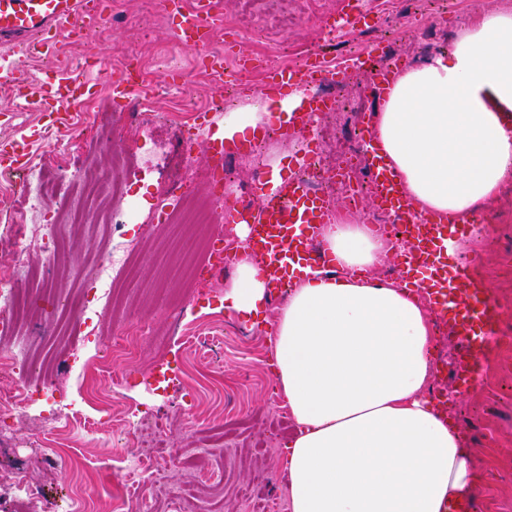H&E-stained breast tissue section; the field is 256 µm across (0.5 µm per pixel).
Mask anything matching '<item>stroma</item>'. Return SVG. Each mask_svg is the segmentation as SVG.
I'll return each instance as SVG.
<instances>
[{
    "label": "stroma",
    "mask_w": 512,
    "mask_h": 512,
    "mask_svg": "<svg viewBox=\"0 0 512 512\" xmlns=\"http://www.w3.org/2000/svg\"><path fill=\"white\" fill-rule=\"evenodd\" d=\"M218 2L227 56L263 50L271 65L298 69L317 52L335 74L333 90L361 99V111L321 118L317 147L324 168L331 169L347 157L352 128H363L367 113L382 107L369 88V74L353 67V55L379 43L375 60L385 67L450 51L455 34L475 13L501 7L505 0H365L364 12L382 22L377 34L364 25L326 29V19L339 15L345 0H288L284 19L253 9L247 0ZM107 8L123 18L109 38L85 37L80 53L63 46L53 59L63 72L79 61L87 63L90 106L72 113L68 124L48 126L43 113L22 107L14 88L0 83V115L11 118L0 126V140L18 145L59 174L47 216L63 212L78 190L63 170L88 159L107 168L116 151L150 158L147 166L127 172V194L109 199L112 223L71 226L53 258L40 239H33L24 257L37 272L21 284L34 309L31 325L21 331L32 367L26 377L0 381V386L37 392L44 415L0 442V474L22 476L40 496L17 501L1 494L0 512H49L54 505L61 512H145L153 499L147 487L117 508L119 478L111 469L120 448L131 443L114 417L131 404L147 421L163 417L168 437L184 451L173 464L183 482L199 488L198 499L186 503L184 512H246L237 494L260 488L284 502L287 477L279 455L292 425L276 415L286 404L274 389L268 331L225 310L222 290L232 274L219 280L192 277L190 266L204 261L207 225L164 228L153 222L150 209L177 183L193 190L197 201L207 200V154L213 130L224 122V83L205 74L198 53L177 42L156 0H109ZM102 57L110 63L138 60L156 120L118 124L120 107L99 68ZM201 112L207 123L191 150H183L182 121ZM266 132L260 158L247 149L228 155L227 185L233 195H250L257 169L297 173L303 131L271 124ZM478 218L492 225V233L470 224L449 225L455 247L446 261L452 270L471 264L476 278L487 283L501 308L505 334L512 330V276L505 274L512 269V180ZM114 237L141 247L139 275L120 289L127 306L118 312L98 305L83 310L91 284L74 282L69 272L93 264ZM432 327L435 386L449 393L448 412L486 479L481 505L489 512H512V361H504L499 351L490 354L492 391L453 394L451 375L440 359L457 356L458 350L447 324L437 320ZM58 396L97 402L94 425L58 427L51 416ZM201 443L214 447L213 456L191 460L192 449ZM221 469L226 476L218 496L200 485L199 474Z\"/></svg>",
    "instance_id": "35a3bbf8"
}]
</instances>
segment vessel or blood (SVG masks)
I'll return each mask as SVG.
<instances>
[{"label": "vessel or blood", "mask_w": 512, "mask_h": 512, "mask_svg": "<svg viewBox=\"0 0 512 512\" xmlns=\"http://www.w3.org/2000/svg\"><path fill=\"white\" fill-rule=\"evenodd\" d=\"M158 4L163 13L178 16L175 33L180 43L207 49L216 24L213 0H196L189 11L182 0H158ZM111 27L112 17L103 13L99 0H0L1 46L28 49L36 45L48 55L61 32L78 36L86 30L106 31ZM332 78V71L318 59L300 70L272 67L267 75L269 84L278 87L298 83L315 87ZM111 83L114 97L130 100L139 84L137 63L127 61ZM83 88L80 80L52 73L42 81L31 105L52 123L63 124L70 112L87 106ZM334 106L331 99L306 95L291 110L290 124L307 127ZM364 164L372 201L393 213L411 238V248L403 260L405 271H412L417 264L431 271L425 293L437 317L448 320L450 332L458 340L460 361L453 382L457 389L469 388L480 372L478 356L489 354L497 336V307L488 293L476 286L469 267L451 274L445 270L441 255L448 247L446 225L415 216L395 173L377 151L365 152ZM266 185L263 176H256L253 200L232 201L222 208L221 219L249 226L250 243L266 274V288L275 293L299 280L304 268L331 267L332 260L318 241L329 210L327 199L311 193L301 180L288 179L272 191Z\"/></svg>", "instance_id": "obj_1"}]
</instances>
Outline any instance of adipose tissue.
Instances as JSON below:
<instances>
[{
    "instance_id": "ef3b65f1",
    "label": "adipose tissue",
    "mask_w": 512,
    "mask_h": 512,
    "mask_svg": "<svg viewBox=\"0 0 512 512\" xmlns=\"http://www.w3.org/2000/svg\"><path fill=\"white\" fill-rule=\"evenodd\" d=\"M302 90L272 107L229 112L215 139L279 120ZM413 211L453 224L512 177V11L478 14L451 51L397 75L371 124ZM337 273L306 270L274 319L263 267L244 254L226 310L269 325L275 381L294 422L280 457L288 512H440L482 477L463 437L423 395L431 372L429 310L397 285L358 278L395 246L364 225L323 229Z\"/></svg>"
}]
</instances>
